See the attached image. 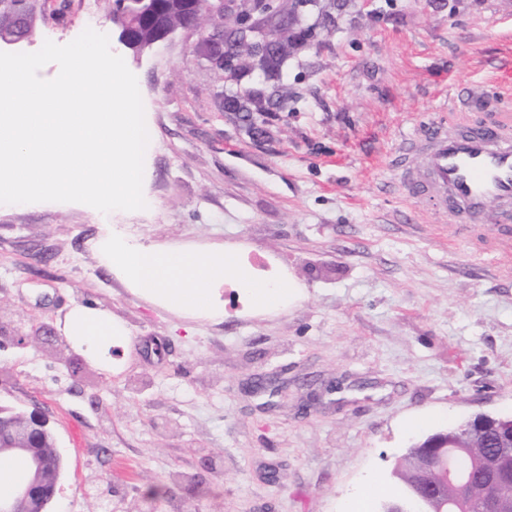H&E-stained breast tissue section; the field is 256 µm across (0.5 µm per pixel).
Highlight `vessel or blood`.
Returning <instances> with one entry per match:
<instances>
[{
    "label": "vessel or blood",
    "mask_w": 512,
    "mask_h": 512,
    "mask_svg": "<svg viewBox=\"0 0 512 512\" xmlns=\"http://www.w3.org/2000/svg\"><path fill=\"white\" fill-rule=\"evenodd\" d=\"M389 165L408 200L447 210L457 230L489 248L512 250V114L479 122L466 114L447 124L413 122ZM493 202L502 209L489 224L485 211Z\"/></svg>",
    "instance_id": "b4317fda"
}]
</instances>
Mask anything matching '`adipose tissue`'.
<instances>
[{
  "label": "adipose tissue",
  "instance_id": "adipose-tissue-1",
  "mask_svg": "<svg viewBox=\"0 0 512 512\" xmlns=\"http://www.w3.org/2000/svg\"><path fill=\"white\" fill-rule=\"evenodd\" d=\"M92 248L102 265L119 270L132 287L153 302L196 318L223 317L213 285L236 272L238 260L234 253L222 250L201 254L130 242L108 224L102 226ZM57 326L76 352L104 371L117 367L113 353L125 347L128 333L107 310L76 304L59 318Z\"/></svg>",
  "mask_w": 512,
  "mask_h": 512
}]
</instances>
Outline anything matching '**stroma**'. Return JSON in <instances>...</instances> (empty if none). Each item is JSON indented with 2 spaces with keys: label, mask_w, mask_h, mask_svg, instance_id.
<instances>
[{
  "label": "stroma",
  "mask_w": 512,
  "mask_h": 512,
  "mask_svg": "<svg viewBox=\"0 0 512 512\" xmlns=\"http://www.w3.org/2000/svg\"><path fill=\"white\" fill-rule=\"evenodd\" d=\"M337 16H316L276 82L245 58L213 68L197 29L117 46L152 132L146 209L0 207V404L50 419L65 462L50 512H346L366 484L379 512L414 440L512 416V252L481 253L406 201L387 159L412 122L512 113V0H348ZM109 25L81 0H37L18 49ZM245 89L266 107L255 134L223 107ZM102 224L235 251L246 276L304 294L260 310L228 279L223 319L185 317L100 265ZM83 303L130 336L116 373L57 329ZM265 373L288 388L246 392Z\"/></svg>",
  "instance_id": "obj_1"
}]
</instances>
